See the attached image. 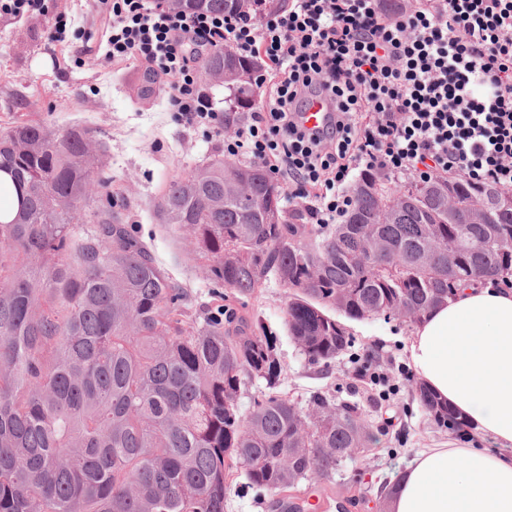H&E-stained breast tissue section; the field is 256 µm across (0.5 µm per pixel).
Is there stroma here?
<instances>
[{"instance_id":"1","label":"stroma","mask_w":512,"mask_h":512,"mask_svg":"<svg viewBox=\"0 0 512 512\" xmlns=\"http://www.w3.org/2000/svg\"><path fill=\"white\" fill-rule=\"evenodd\" d=\"M67 22L64 42L48 40L57 17ZM109 20L94 0H49L46 14L31 18L0 17V128L32 121L51 129L73 124L88 128L101 149L102 168L97 196L111 200L112 212L131 225L157 261L185 287L189 314L200 319L221 304L236 308L253 328L276 338L282 373L279 390L300 404L319 391L339 401L358 402L373 439L348 461L359 480L312 477L295 487L256 496L245 486L244 473L227 477L224 512H281L293 502L313 512L314 497L325 500L323 512H379L382 487L402 479L414 453L451 441L412 395L411 382L401 380L397 367L408 363L406 346L414 329L396 318L352 321L355 340L329 369L307 362L284 326L288 290L276 279L254 295L220 293L208 277L204 261L186 259L187 235L160 223L156 204L168 183L178 175L223 153L221 137L204 135L178 122L167 103L169 85L158 80L153 93L141 98L147 68L134 61H106ZM377 352L395 395L381 400L368 377H353L355 355Z\"/></svg>"}]
</instances>
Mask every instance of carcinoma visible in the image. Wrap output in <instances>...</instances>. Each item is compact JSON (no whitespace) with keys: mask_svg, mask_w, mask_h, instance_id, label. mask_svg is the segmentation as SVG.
Returning a JSON list of instances; mask_svg holds the SVG:
<instances>
[{"mask_svg":"<svg viewBox=\"0 0 512 512\" xmlns=\"http://www.w3.org/2000/svg\"><path fill=\"white\" fill-rule=\"evenodd\" d=\"M260 0H180L186 14L247 10ZM255 61L217 50L226 126L251 105ZM100 162L88 131L19 123L0 130V173L16 197L0 222V512H224L226 476L282 491L331 478L371 434L356 403L322 393L307 406L277 392L274 337L223 305L203 322L189 298L112 206L97 205ZM258 163L217 155L172 180L163 224L191 239L210 279L247 297L269 277L289 289L284 323L307 361L329 366L352 347L339 320L419 323L479 276L512 278V205L461 175L362 174L340 224H302ZM458 209L488 207L484 224ZM93 230L78 236L86 212ZM462 247L440 259L448 240ZM256 379L267 392L244 414ZM418 402L440 429L467 434L423 384Z\"/></svg>","mask_w":512,"mask_h":512,"instance_id":"1","label":"carcinoma"}]
</instances>
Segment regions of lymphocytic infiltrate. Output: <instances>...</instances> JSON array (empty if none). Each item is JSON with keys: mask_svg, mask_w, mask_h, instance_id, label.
<instances>
[{"mask_svg": "<svg viewBox=\"0 0 512 512\" xmlns=\"http://www.w3.org/2000/svg\"><path fill=\"white\" fill-rule=\"evenodd\" d=\"M112 19L107 55L167 78L180 121L223 135L229 160L259 162L314 224L354 206V172L456 171L512 189V0H289L260 16L186 15L154 0H96ZM273 71L258 107L224 136V112L197 76L221 48ZM312 96L335 114L322 132L296 120Z\"/></svg>", "mask_w": 512, "mask_h": 512, "instance_id": "1", "label": "lymphocytic infiltrate"}]
</instances>
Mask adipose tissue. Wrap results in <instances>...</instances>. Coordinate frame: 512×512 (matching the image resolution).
Listing matches in <instances>:
<instances>
[{
  "label": "adipose tissue",
  "instance_id": "adipose-tissue-1",
  "mask_svg": "<svg viewBox=\"0 0 512 512\" xmlns=\"http://www.w3.org/2000/svg\"><path fill=\"white\" fill-rule=\"evenodd\" d=\"M409 356L420 381L493 445L423 449L390 512H512V289L461 288L418 323Z\"/></svg>",
  "mask_w": 512,
  "mask_h": 512
}]
</instances>
